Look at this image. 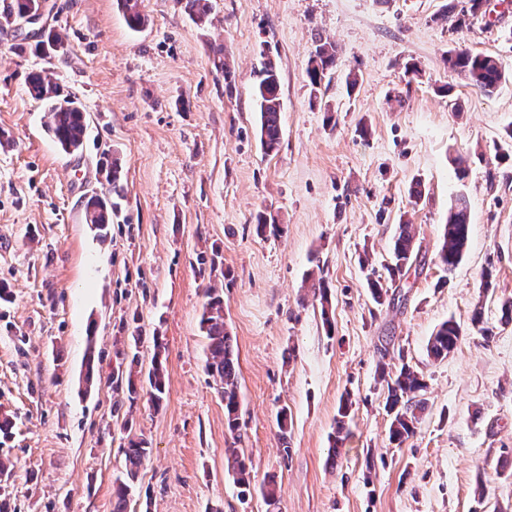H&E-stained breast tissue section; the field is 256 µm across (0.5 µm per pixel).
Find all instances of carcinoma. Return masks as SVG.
Here are the masks:
<instances>
[{
  "mask_svg": "<svg viewBox=\"0 0 512 512\" xmlns=\"http://www.w3.org/2000/svg\"><path fill=\"white\" fill-rule=\"evenodd\" d=\"M184 9L197 22L202 23L210 12L209 0H182ZM31 0H0V29L16 27L27 13ZM128 26L133 30L143 28L147 17L141 11L140 0H117ZM486 0H464L462 6L448 4V12L443 15L453 26L461 23L466 15L475 16L481 12ZM34 52L49 59H64L67 53L63 38L54 28H49L42 41H36ZM450 68L468 80L480 92L490 95L505 79V71L498 58L484 53L454 49L448 54ZM336 66V46L318 36L315 49L309 58L307 75L313 91H318L321 82ZM30 96L45 103L48 112L47 130L61 149L69 154L82 147L87 135L88 124L85 110L78 99L63 92L59 84L44 71H32L26 77ZM256 98L260 113L259 136L264 153L270 155L279 150L282 139L280 77L276 65L268 59L263 63L260 79L256 87ZM115 204L94 197L84 206L83 221L91 227L104 231L112 223ZM255 231L264 236H276L280 228L272 214L261 212L256 217ZM469 237V207L465 197L459 196L448 214L444 225L443 240L438 252V262L450 270L462 259ZM420 246L417 245L411 225L400 224L392 242V263L386 266L391 282L404 277L409 270L421 266ZM206 302L200 319V327L207 340L205 371L216 384V390L224 401V417L228 431L232 434L240 429V383L235 358L233 337L224 322V296L215 288L205 292ZM461 336V327L453 319L444 321L430 336L427 354L441 360L455 349ZM162 343L155 340V352L151 370L148 373L149 400L160 405L166 393V369L162 359ZM380 377L386 382L387 397L385 408L392 415L390 424L391 441L403 443L415 433L420 414L425 410L427 382L423 373L407 363L395 370L380 367ZM116 388L127 392V399L135 401L139 396V379L133 369L117 370L112 373ZM349 403L339 408L340 419L336 422V432L332 438V448L328 451L331 460L341 456L342 446L348 437L344 418L348 416ZM150 450L142 439L131 438L125 448L124 479L116 480L112 491V512H127L128 495L137 482L140 470L148 459ZM227 465L235 482L249 491L250 472L245 457L237 449H228Z\"/></svg>",
  "mask_w": 512,
  "mask_h": 512,
  "instance_id": "carcinoma-1",
  "label": "carcinoma"
}]
</instances>
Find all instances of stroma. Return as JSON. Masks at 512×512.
<instances>
[{
    "label": "stroma",
    "instance_id": "obj_1",
    "mask_svg": "<svg viewBox=\"0 0 512 512\" xmlns=\"http://www.w3.org/2000/svg\"><path fill=\"white\" fill-rule=\"evenodd\" d=\"M448 3L210 0L199 24L180 0H142L148 23L135 32L116 0H49L64 63L19 51L17 30H0V131L15 142L0 148V283L13 292L0 301V419L12 424L0 458L17 464L0 493L16 512H112L130 436L151 455L129 512H267L270 476L276 512H512V321L501 311L512 298V0H488L489 16L454 28ZM317 32L337 60L316 101L306 68ZM455 48L498 57L506 81L489 96L475 90L448 67ZM220 49L229 88L213 64ZM267 58L283 105L272 155L253 96ZM33 70L83 104L81 152L47 133L46 107L26 91ZM106 151L123 171L116 189L99 165ZM115 190L101 239L84 204ZM459 194L469 240L447 271L437 252ZM266 210L280 236L256 235ZM403 219L425 267L380 306L367 277L383 274ZM311 274L327 282L329 306L310 292ZM209 287L224 294L237 355V440L204 370ZM477 309L489 335L471 322ZM448 319L462 335L448 358L430 359L427 341ZM157 338L166 396L128 402L112 371L133 353L149 367ZM381 362L422 369L428 384L400 445L389 441ZM345 398L350 434L332 463ZM233 446L252 463L246 497L226 469Z\"/></svg>",
    "mask_w": 512,
    "mask_h": 512
}]
</instances>
